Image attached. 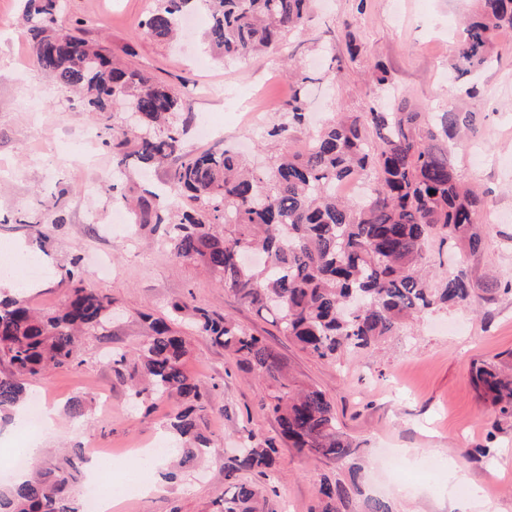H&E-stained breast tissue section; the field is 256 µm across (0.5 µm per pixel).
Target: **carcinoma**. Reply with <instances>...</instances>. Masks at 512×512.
Listing matches in <instances>:
<instances>
[{
    "label": "carcinoma",
    "instance_id": "cac0c4a2",
    "mask_svg": "<svg viewBox=\"0 0 512 512\" xmlns=\"http://www.w3.org/2000/svg\"><path fill=\"white\" fill-rule=\"evenodd\" d=\"M209 9V47L240 62L277 45L303 28L315 0H156L141 22L151 36L168 41L178 17L197 2ZM462 24L452 68L456 78L493 61L496 39L512 31V0H475ZM59 0H25L21 22L35 62L60 90L82 95L94 112L139 111L137 127L120 123L102 143L117 169L130 156L145 168H167L173 200L187 198L193 213L172 218L166 207L140 196L136 224L163 229L175 256L199 263L224 288L259 313L301 349L325 360L343 350H367L403 324L470 298L474 286L460 272L439 288L428 285L426 252L438 239L472 254L483 248L475 219L483 199L463 184L451 163L455 143L472 129L471 115L453 105L423 131L420 112L403 98L366 112H338L309 136L304 150L248 169L233 151L184 147L182 134L194 115L170 87L115 61L106 48L73 26L56 23ZM288 121L269 136L288 139L305 124L304 88L309 76L295 70ZM362 172L371 178L359 206L336 195V184ZM70 291L62 310L42 315L18 296L0 298V421L10 422L29 381L49 367L77 360L79 337L112 324L111 296L80 286L78 262L61 277ZM187 305L177 301L162 317L147 314L146 338L134 359L115 354L119 376H128L129 403L139 408L156 397L175 400L170 431L183 466L206 454L210 439L201 426L214 404L200 381L185 370L186 340L179 331ZM193 328L230 351L238 367L263 376L278 394L265 407L278 436L310 458L347 467L349 483L323 477L311 512H340L358 491L360 445L337 427L327 395L316 388L288 390L287 374L266 339L234 319L196 307ZM471 382L491 405L493 431L512 422V360L473 367ZM275 440L252 432L224 466L231 497H219L216 512H262L260 492L240 480L243 472L266 476L276 465ZM83 455L37 471L22 484L0 487V512H80L75 484Z\"/></svg>",
    "mask_w": 512,
    "mask_h": 512
}]
</instances>
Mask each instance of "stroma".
<instances>
[{
	"instance_id": "stroma-1",
	"label": "stroma",
	"mask_w": 512,
	"mask_h": 512,
	"mask_svg": "<svg viewBox=\"0 0 512 512\" xmlns=\"http://www.w3.org/2000/svg\"><path fill=\"white\" fill-rule=\"evenodd\" d=\"M62 23L81 22L113 56L132 62L174 87L195 116L182 135L186 148H233L252 163L268 161L272 125L287 121L291 85L285 72L294 63L307 72L306 107L312 124L333 112H364L389 95L433 116L449 103L473 116L475 132L456 150L457 174L483 192L477 216L484 236L481 253L452 257L447 244L432 242L433 287L464 271L475 292L463 305L423 315L372 352H348L321 360L283 336L224 289L218 276L177 259L150 227L112 229L121 196L141 188H163L164 170L142 175L136 157L116 190L87 196L89 183L111 174L112 151L100 136L108 112L86 110L79 97L59 91L34 65L31 42L18 24L22 0H0V261L14 259L24 245L43 269L26 293L37 310L59 309L67 290L59 284L65 267L79 261L83 284L112 296L122 318L109 335L83 337L78 362L48 368L31 386L57 411L56 425L36 435L43 448L80 447L112 456L104 481L111 487L112 512H213L223 493L224 464L247 433L276 435L264 402V378L241 372L234 357L207 337L187 331V372L208 386L215 409L205 433L212 448L203 462L180 469L175 480L159 466L144 467L135 454L170 438L171 401L130 410L126 383L111 352L137 354L143 315L166 313L184 301L229 316L264 336L278 353L291 387L313 386L332 399L342 432L361 442V493L341 512H361L363 498L388 501L392 512H512V426L488 440L491 409L474 390L475 364L512 354V295L484 300L489 277L512 279V33L499 38L498 59L478 76L480 92L466 96L450 73L453 41L470 0H318L308 24L284 44L245 63L210 60L205 53L206 11L187 22L177 43L155 39L140 26L153 0H61ZM360 46L348 59L346 43ZM388 70L386 85L370 81L376 63ZM64 223L53 224L54 215ZM85 399L88 416L75 419L67 406ZM493 445L479 459L469 451ZM464 479H457L454 467ZM346 468L311 459L287 445L270 477L242 473L267 499L265 512H309L322 478L346 479Z\"/></svg>"
}]
</instances>
